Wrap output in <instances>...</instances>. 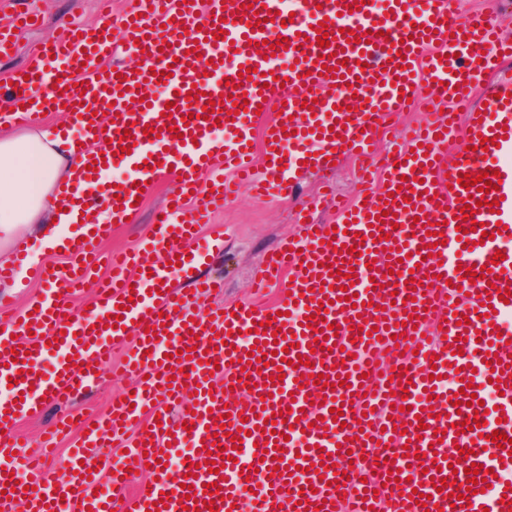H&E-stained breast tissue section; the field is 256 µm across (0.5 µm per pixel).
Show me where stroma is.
Masks as SVG:
<instances>
[{
    "instance_id": "1",
    "label": "stroma",
    "mask_w": 512,
    "mask_h": 512,
    "mask_svg": "<svg viewBox=\"0 0 512 512\" xmlns=\"http://www.w3.org/2000/svg\"><path fill=\"white\" fill-rule=\"evenodd\" d=\"M34 9L42 12L44 25L41 29L22 31L17 35L12 54L0 57V86L10 75L23 67L39 42L49 36L56 27L68 22L90 26L102 24L99 0H0V23L17 9ZM358 158L350 152L342 153L334 170H311L298 175L294 199L258 201L248 191L225 204L215 214L212 223L203 225L202 235L214 232L223 234V255L213 264L202 266L201 271L222 277V292L198 298L196 310L204 312L227 301H252L251 283L259 272L265 257L288 236L297 234L294 222L295 203L314 199L318 206L315 219L330 220L334 212V198H352L358 190ZM174 184L163 180L153 184L145 198L141 211L130 223L118 225L111 245L116 249H131L150 231L154 211L165 204ZM38 253V261H30L31 253ZM66 254L43 252L40 241L30 240L28 233H20L5 250L0 251V265H11L15 276L0 281V297H12L16 307L22 308L32 300L42 286L37 276L41 265L67 263ZM115 367L112 379L100 386L91 387L74 399L72 407L80 413L96 415L106 411L112 400L121 395L129 385L127 375L120 366L121 352H114Z\"/></svg>"
}]
</instances>
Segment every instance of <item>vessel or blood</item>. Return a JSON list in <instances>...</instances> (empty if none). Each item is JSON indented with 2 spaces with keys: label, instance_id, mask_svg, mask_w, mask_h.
<instances>
[{
  "label": "vessel or blood",
  "instance_id": "1",
  "mask_svg": "<svg viewBox=\"0 0 512 512\" xmlns=\"http://www.w3.org/2000/svg\"><path fill=\"white\" fill-rule=\"evenodd\" d=\"M117 36L139 43V67L102 70ZM508 60L497 10L461 19L455 0H138L102 27L69 26L43 41L11 75L0 124L63 114L82 165L58 186L62 201L111 162L134 175L93 200L90 233L65 245L68 265L40 268L33 312L0 319V512L18 498L29 512H370L382 501L386 512H512V302L501 299L512 292V250L493 259L512 241V77L480 84ZM424 94L434 110L408 149L379 159L385 119ZM212 101L221 114L208 112ZM259 125L261 175L251 160ZM459 132L467 147L449 153ZM344 149L371 160L369 188L361 202L337 204L331 237L301 205L300 233L255 281L261 291L287 278L288 296L188 313L197 295L220 287L198 275L222 247L221 234L197 230L211 211L243 184L260 198L288 195L305 166ZM495 170L501 184L490 192L460 183ZM166 175L177 182L152 233L113 255L91 309L72 311L67 290L87 281L101 242ZM467 204L482 230L467 231ZM466 268L476 281L464 279ZM174 273L191 293L172 284ZM266 320L271 331L259 332ZM118 346L137 377L133 392L83 421L80 434L66 418L47 433L48 448L71 440L68 482L54 483L25 454L24 489L6 490L11 454L23 449L15 423L97 384ZM268 353L272 364L261 365ZM490 393L493 407L476 413L470 399ZM473 418L479 430L462 431ZM495 431L502 445L489 442ZM115 441L126 453L101 476L90 461ZM363 448L376 456L360 457ZM474 463L494 477L469 493L464 470ZM147 467L155 480L135 500L102 492L105 483L123 490Z\"/></svg>",
  "mask_w": 512,
  "mask_h": 512
}]
</instances>
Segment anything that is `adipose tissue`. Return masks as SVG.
<instances>
[{
    "label": "adipose tissue",
    "instance_id": "adipose-tissue-1",
    "mask_svg": "<svg viewBox=\"0 0 512 512\" xmlns=\"http://www.w3.org/2000/svg\"><path fill=\"white\" fill-rule=\"evenodd\" d=\"M78 163L57 130L0 132V245L33 230L43 247L62 250L77 216L56 202L54 187Z\"/></svg>",
    "mask_w": 512,
    "mask_h": 512
}]
</instances>
